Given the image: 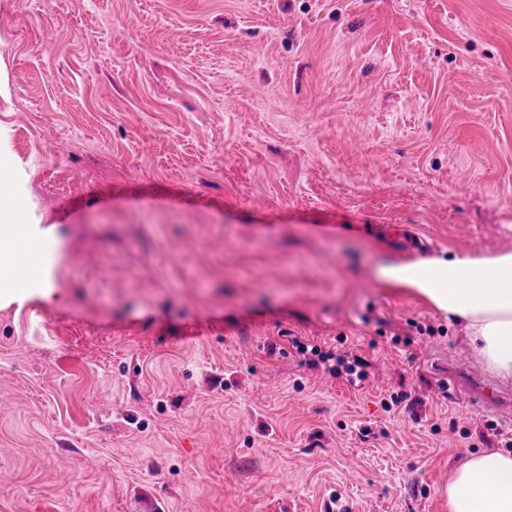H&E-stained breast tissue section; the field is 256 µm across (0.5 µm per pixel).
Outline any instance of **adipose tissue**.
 I'll list each match as a JSON object with an SVG mask.
<instances>
[{
    "mask_svg": "<svg viewBox=\"0 0 512 512\" xmlns=\"http://www.w3.org/2000/svg\"><path fill=\"white\" fill-rule=\"evenodd\" d=\"M41 244L20 231V217L0 205V294L13 292ZM372 280L409 288L461 324L469 345L495 377L512 379V250L377 262ZM448 512H512V452L463 460L448 485Z\"/></svg>",
    "mask_w": 512,
    "mask_h": 512,
    "instance_id": "1",
    "label": "adipose tissue"
}]
</instances>
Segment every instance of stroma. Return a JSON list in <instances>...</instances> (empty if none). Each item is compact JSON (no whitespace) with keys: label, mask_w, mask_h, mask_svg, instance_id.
Here are the masks:
<instances>
[{"label":"stroma","mask_w":512,"mask_h":512,"mask_svg":"<svg viewBox=\"0 0 512 512\" xmlns=\"http://www.w3.org/2000/svg\"><path fill=\"white\" fill-rule=\"evenodd\" d=\"M70 2L0 0V512H448L512 418L436 367L512 381L370 270L512 249V0ZM20 216L0 205V294L13 292L19 274L42 248L38 240L20 232Z\"/></svg>","instance_id":"35a3bbf8"}]
</instances>
